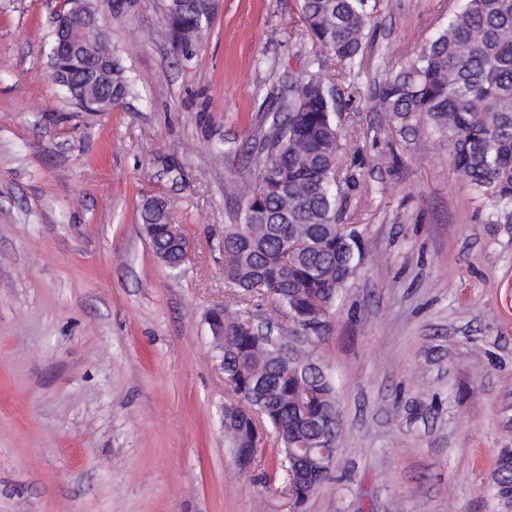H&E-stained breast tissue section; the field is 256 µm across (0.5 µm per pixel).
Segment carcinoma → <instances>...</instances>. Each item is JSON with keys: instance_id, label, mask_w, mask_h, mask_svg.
<instances>
[{"instance_id": "carcinoma-1", "label": "carcinoma", "mask_w": 512, "mask_h": 512, "mask_svg": "<svg viewBox=\"0 0 512 512\" xmlns=\"http://www.w3.org/2000/svg\"><path fill=\"white\" fill-rule=\"evenodd\" d=\"M446 26L379 86L373 110L385 113L396 132L415 141L431 132L448 146L454 170L474 195L490 200L512 218V0H459ZM376 4L371 0H301L307 30L326 54L313 59L322 69L353 70L369 34ZM211 19L189 2L171 11L167 35L190 51ZM112 86L98 93L133 92L120 60L109 64ZM341 93L315 75L292 83L268 131L251 152L253 176L245 184L236 223L224 225V383L234 401L224 406V432L235 452L258 448L259 427L273 436L274 465L286 473L300 504L327 477L316 479L299 466L298 453L321 458L335 451L341 433L334 380L297 331L329 322L341 290L362 261L360 235L342 223L351 175L339 173L336 114ZM152 245L177 267L188 261L169 243L167 202L152 198L143 208ZM272 300L287 324L284 345H271L250 331L249 306ZM499 496H512V460L500 457Z\"/></svg>"}]
</instances>
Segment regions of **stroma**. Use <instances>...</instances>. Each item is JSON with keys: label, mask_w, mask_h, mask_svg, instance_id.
<instances>
[{"label": "stroma", "mask_w": 512, "mask_h": 512, "mask_svg": "<svg viewBox=\"0 0 512 512\" xmlns=\"http://www.w3.org/2000/svg\"><path fill=\"white\" fill-rule=\"evenodd\" d=\"M456 5L378 0L338 120L363 260L317 350L343 427L301 512H512L494 488L512 453V221L437 137L403 141L370 101ZM59 8L0 0V512H288L274 439L235 462L206 316L228 293L242 148L320 52L299 0H220L188 56L162 0H125L104 26L136 92L94 113L51 78ZM151 196L189 243L183 269L151 248Z\"/></svg>", "instance_id": "1"}]
</instances>
